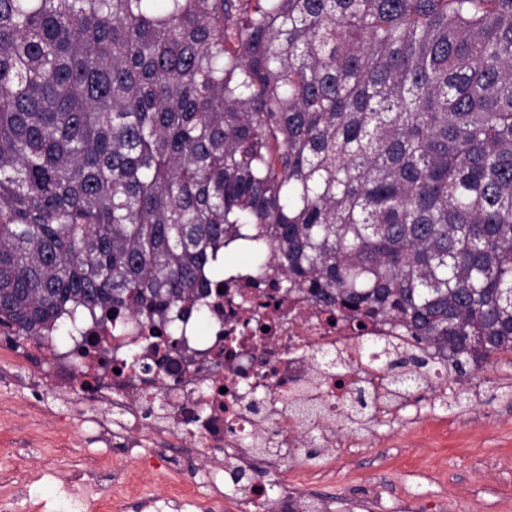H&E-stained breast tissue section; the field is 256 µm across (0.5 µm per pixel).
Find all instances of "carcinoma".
Returning <instances> with one entry per match:
<instances>
[{"mask_svg": "<svg viewBox=\"0 0 512 512\" xmlns=\"http://www.w3.org/2000/svg\"><path fill=\"white\" fill-rule=\"evenodd\" d=\"M228 254L391 323L408 396L512 364V0H0V324L164 322Z\"/></svg>", "mask_w": 512, "mask_h": 512, "instance_id": "obj_1", "label": "carcinoma"}]
</instances>
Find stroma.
Returning a JSON list of instances; mask_svg holds the SVG:
<instances>
[{
  "instance_id": "35a3bbf8",
  "label": "stroma",
  "mask_w": 512,
  "mask_h": 512,
  "mask_svg": "<svg viewBox=\"0 0 512 512\" xmlns=\"http://www.w3.org/2000/svg\"><path fill=\"white\" fill-rule=\"evenodd\" d=\"M445 391L469 407L441 406L424 391L399 415L349 434L334 460L299 455L310 498L327 512H512V365H488ZM50 400L0 367V496L20 493L21 512H65L77 472L109 480L98 457L127 454L121 439L87 424L72 429L70 452L47 447L56 427L33 404Z\"/></svg>"
}]
</instances>
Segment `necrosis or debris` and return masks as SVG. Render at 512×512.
I'll return each instance as SVG.
<instances>
[{
  "instance_id": "obj_1",
  "label": "necrosis or debris",
  "mask_w": 512,
  "mask_h": 512,
  "mask_svg": "<svg viewBox=\"0 0 512 512\" xmlns=\"http://www.w3.org/2000/svg\"><path fill=\"white\" fill-rule=\"evenodd\" d=\"M203 317L180 320L181 345L170 350L158 323L141 316L113 329L84 317L67 349L6 337L0 360L29 368L38 387L66 395L55 417L99 423V410L118 415L123 436L140 445L181 448L215 473L241 463L242 438L261 425L283 448L302 449L308 428L293 412L314 373V355L343 358L349 378L381 389L384 367L369 348L395 336L389 323L337 317L308 292L284 293L274 278L228 276L222 291L202 300ZM135 352V368L114 363ZM149 465L148 458L112 463V483L95 500L74 494L78 512H115L116 490Z\"/></svg>"
}]
</instances>
